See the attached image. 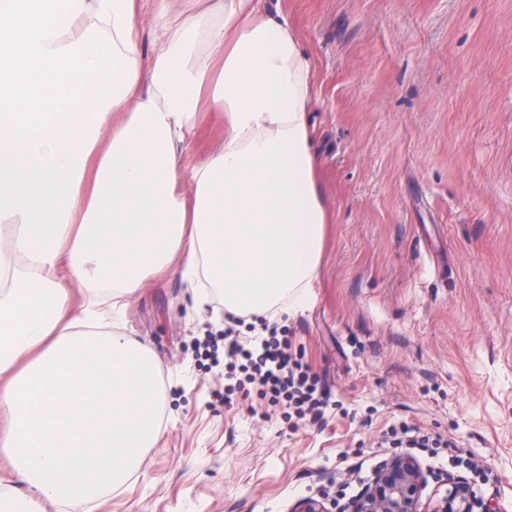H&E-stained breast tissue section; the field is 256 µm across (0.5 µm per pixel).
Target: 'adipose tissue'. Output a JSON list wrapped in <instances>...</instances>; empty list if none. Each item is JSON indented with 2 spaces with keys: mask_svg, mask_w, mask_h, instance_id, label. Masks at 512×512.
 Wrapping results in <instances>:
<instances>
[{
  "mask_svg": "<svg viewBox=\"0 0 512 512\" xmlns=\"http://www.w3.org/2000/svg\"><path fill=\"white\" fill-rule=\"evenodd\" d=\"M193 2L0 0V451L30 490L0 512L78 510L159 438V360L101 305L169 267L231 313L314 299L309 57L263 0ZM203 100L224 138L188 165Z\"/></svg>",
  "mask_w": 512,
  "mask_h": 512,
  "instance_id": "obj_1",
  "label": "adipose tissue"
}]
</instances>
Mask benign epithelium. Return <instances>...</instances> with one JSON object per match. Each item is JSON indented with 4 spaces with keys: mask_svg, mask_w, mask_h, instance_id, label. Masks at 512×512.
Wrapping results in <instances>:
<instances>
[{
    "mask_svg": "<svg viewBox=\"0 0 512 512\" xmlns=\"http://www.w3.org/2000/svg\"><path fill=\"white\" fill-rule=\"evenodd\" d=\"M445 484L448 489L431 512H496L491 502L476 495L467 479L450 473ZM427 485V475L414 457L396 455L384 461L339 512H420ZM326 500L325 495L303 498L289 512H331Z\"/></svg>",
    "mask_w": 512,
    "mask_h": 512,
    "instance_id": "1",
    "label": "benign epithelium"
}]
</instances>
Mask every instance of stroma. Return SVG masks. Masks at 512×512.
Masks as SVG:
<instances>
[{"instance_id": "35a3bbf8", "label": "stroma", "mask_w": 512, "mask_h": 512, "mask_svg": "<svg viewBox=\"0 0 512 512\" xmlns=\"http://www.w3.org/2000/svg\"><path fill=\"white\" fill-rule=\"evenodd\" d=\"M308 51L326 227L313 304L278 314L333 402L225 397L193 337L218 298L147 276L115 322L160 359L162 430L80 512H287L356 495L404 428L489 466L512 512V0H266Z\"/></svg>"}]
</instances>
